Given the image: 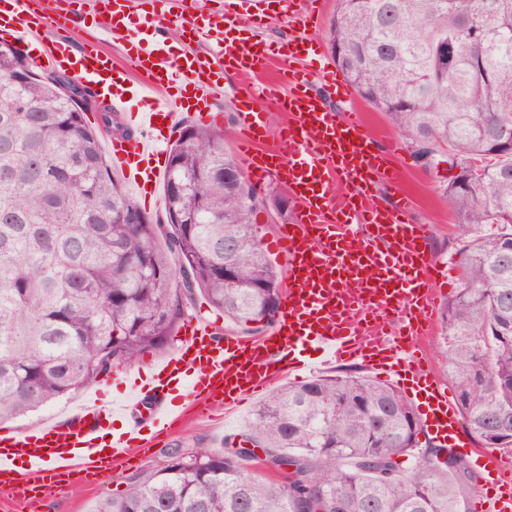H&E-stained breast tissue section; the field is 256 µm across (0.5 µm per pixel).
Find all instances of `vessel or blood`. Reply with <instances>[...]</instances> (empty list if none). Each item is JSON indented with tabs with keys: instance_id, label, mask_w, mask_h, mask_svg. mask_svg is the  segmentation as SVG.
<instances>
[{
	"instance_id": "vessel-or-blood-1",
	"label": "vessel or blood",
	"mask_w": 512,
	"mask_h": 512,
	"mask_svg": "<svg viewBox=\"0 0 512 512\" xmlns=\"http://www.w3.org/2000/svg\"><path fill=\"white\" fill-rule=\"evenodd\" d=\"M0 0V34L34 48V67L71 75L107 100L129 135L107 137L114 167L144 203L157 202L165 168L162 145L185 119L219 124L213 102L223 73H264L270 53L259 40L235 36L238 16L198 0H159L150 21L151 47L131 40L127 69L116 68L101 42L73 49L50 38L49 28L71 21V0ZM96 18L119 39L130 38L132 0H95ZM178 23L189 44L173 49L161 31ZM207 43L208 56L193 45ZM307 39L293 37L283 62L261 90L286 120L271 134L265 112L235 114L237 140L249 175L275 177L299 211L282 225L277 250L288 259L290 282L281 314L260 339L219 337L215 324L195 314L179 329V343L162 360L131 373L123 404L87 394L61 419L0 436V488L39 502L71 488L76 476L94 481L126 463L152 438L170 433L190 409L239 406L277 382L315 367L358 361L391 380L421 410L423 429L449 452L468 449L486 480L474 512H512V471L495 451L464 438L454 399L430 371L424 339L433 328L436 278L427 255V227L410 223L409 206L393 210L369 202L376 181L398 185L382 152L372 151L362 116L337 119L312 92L301 67ZM121 427H113L117 416Z\"/></svg>"
}]
</instances>
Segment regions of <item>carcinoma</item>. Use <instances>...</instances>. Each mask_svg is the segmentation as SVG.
<instances>
[{
  "mask_svg": "<svg viewBox=\"0 0 512 512\" xmlns=\"http://www.w3.org/2000/svg\"><path fill=\"white\" fill-rule=\"evenodd\" d=\"M326 39L420 167L460 168L440 185L462 271L439 312L446 371L466 428L512 452V0H336ZM90 104L0 40V421L165 349L197 292L255 332L279 312L281 271L256 229L279 194L225 178L241 166L224 130L183 126L165 170L167 224H130L124 213L139 206L99 143L114 119L104 108L90 126ZM420 433L393 386L317 377L272 394L241 435L294 465L291 484L245 472L247 450L174 448L89 512H462L454 479L470 477L466 463L421 448Z\"/></svg>",
  "mask_w": 512,
  "mask_h": 512,
  "instance_id": "obj_1",
  "label": "carcinoma"
}]
</instances>
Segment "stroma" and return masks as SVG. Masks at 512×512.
Masks as SVG:
<instances>
[{"instance_id": "35a3bbf8", "label": "stroma", "mask_w": 512, "mask_h": 512, "mask_svg": "<svg viewBox=\"0 0 512 512\" xmlns=\"http://www.w3.org/2000/svg\"><path fill=\"white\" fill-rule=\"evenodd\" d=\"M334 6L335 0H315L313 8L317 20L312 27L305 30L301 29L294 12L274 9L265 18L263 27L256 29L255 37L265 42L273 52L279 53L289 39L299 32H306L310 44L305 64L312 73L313 85L325 105L339 113L353 107L358 108L364 115L366 130L376 149L381 150L389 143H396L397 149L391 155L390 163L399 172V186L393 189L376 184L371 202L380 207L391 208L397 204L400 195L410 198V221L429 227L427 249L436 264L439 279L436 303L444 305L459 285V269L454 253L457 219L440 197L438 174L415 164L407 143L393 129L385 115L373 109L360 96L348 98L330 87V79L325 75L323 67L333 62L325 33ZM58 35L77 47L86 42L103 40L106 50L111 52L117 64L126 62L125 42L104 35L88 15L78 16L69 29L59 30ZM223 83L224 94L216 100L215 106L225 115L222 124L226 133L225 145L235 159L239 160L243 153L236 138L234 108L239 99L245 98L250 86L231 72L225 73ZM253 410V404L249 403L235 409H224L210 416H189L183 425L175 427L169 437L141 449L132 463L100 474L93 486L71 487L60 497L41 504L23 502L13 498L8 492L0 491V512H88L97 499L123 490L130 477L162 468L166 463L167 449L180 448L186 452L198 448L223 449L226 437L245 430Z\"/></svg>"}]
</instances>
